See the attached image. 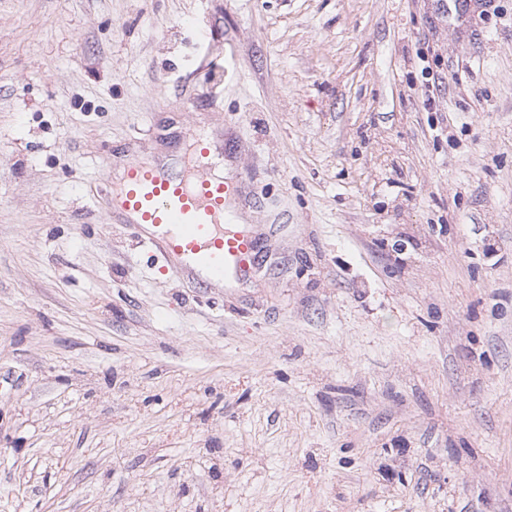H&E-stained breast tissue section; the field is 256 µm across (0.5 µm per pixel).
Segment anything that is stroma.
Returning a JSON list of instances; mask_svg holds the SVG:
<instances>
[{"instance_id":"obj_1","label":"stroma","mask_w":512,"mask_h":512,"mask_svg":"<svg viewBox=\"0 0 512 512\" xmlns=\"http://www.w3.org/2000/svg\"><path fill=\"white\" fill-rule=\"evenodd\" d=\"M187 127L226 288L112 218ZM0 512H512V0H0Z\"/></svg>"}]
</instances>
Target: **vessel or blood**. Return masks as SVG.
<instances>
[{
  "instance_id": "obj_1",
  "label": "vessel or blood",
  "mask_w": 512,
  "mask_h": 512,
  "mask_svg": "<svg viewBox=\"0 0 512 512\" xmlns=\"http://www.w3.org/2000/svg\"><path fill=\"white\" fill-rule=\"evenodd\" d=\"M185 136L191 154L184 172L175 176L128 145L119 160L123 180L112 195V209L135 225L140 241L161 253L168 275L195 280L201 288L247 278L258 251L229 209L239 180L215 175L206 136L193 128Z\"/></svg>"
}]
</instances>
